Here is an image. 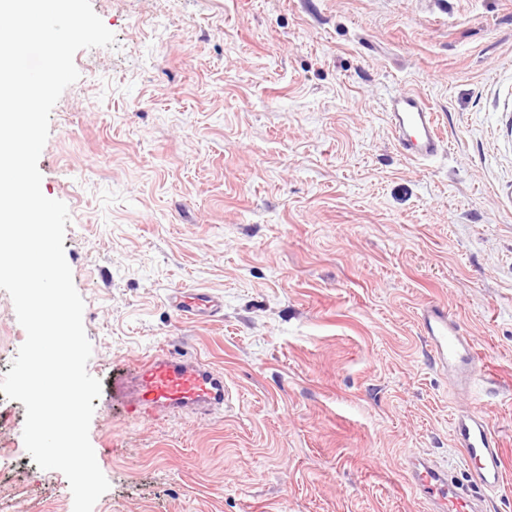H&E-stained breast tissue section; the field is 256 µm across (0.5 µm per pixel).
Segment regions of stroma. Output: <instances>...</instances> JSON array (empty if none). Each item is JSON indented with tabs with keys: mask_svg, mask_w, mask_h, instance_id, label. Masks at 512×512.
I'll return each mask as SVG.
<instances>
[{
	"mask_svg": "<svg viewBox=\"0 0 512 512\" xmlns=\"http://www.w3.org/2000/svg\"><path fill=\"white\" fill-rule=\"evenodd\" d=\"M41 190L64 202L84 300L93 512H431L403 465L468 471L473 407L512 512V0H91ZM425 96L444 146L399 152L385 102ZM222 299L179 318L175 290ZM445 302L490 373L466 394L418 323ZM25 331L0 289V375ZM165 347L223 372L224 410L138 421L114 382ZM0 400V512H73ZM451 432L472 482L484 490H498L504 483L502 448L486 419L474 411L458 413L452 418Z\"/></svg>",
	"mask_w": 512,
	"mask_h": 512,
	"instance_id": "obj_1",
	"label": "stroma"
}]
</instances>
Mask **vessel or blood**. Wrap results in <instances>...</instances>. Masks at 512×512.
Masks as SVG:
<instances>
[{
  "label": "vessel or blood",
  "mask_w": 512,
  "mask_h": 512,
  "mask_svg": "<svg viewBox=\"0 0 512 512\" xmlns=\"http://www.w3.org/2000/svg\"><path fill=\"white\" fill-rule=\"evenodd\" d=\"M388 118L401 154L413 161H427L441 149L442 137L437 114L423 98L399 94L389 100ZM170 308L185 319L213 317L222 310L214 296L199 291H176L169 295ZM423 334L441 364L467 386L485 376L469 336L438 301L426 304L421 314ZM130 411L140 419L161 414H178L223 406L224 375L197 357L170 351L154 353L120 386ZM452 442L469 468L472 482L488 491L504 483L502 448L486 419L477 412L456 414L451 422ZM404 470L419 497L431 504L434 512H481L479 499L467 496L454 483L447 468L413 457Z\"/></svg>",
  "instance_id": "1"
}]
</instances>
